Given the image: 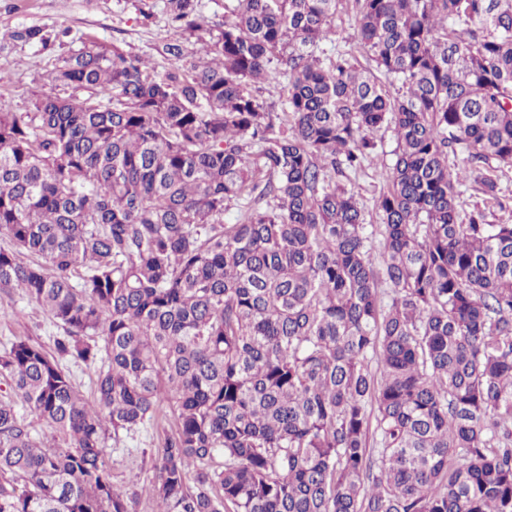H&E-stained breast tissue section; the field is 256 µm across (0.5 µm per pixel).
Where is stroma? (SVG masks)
Segmentation results:
<instances>
[{
	"label": "stroma",
	"mask_w": 512,
	"mask_h": 512,
	"mask_svg": "<svg viewBox=\"0 0 512 512\" xmlns=\"http://www.w3.org/2000/svg\"><path fill=\"white\" fill-rule=\"evenodd\" d=\"M145 5L152 12L148 21L140 14ZM33 25L63 32L64 38L51 51L34 43L0 45V74L6 77L0 85V105L15 112L29 111L34 94L50 88L49 75L59 55L92 44H115L149 57L160 68L164 62L156 57L154 46L170 34L165 0H0V32ZM377 140L380 154L345 182L368 209L371 224L376 221L374 201L385 185L383 168L392 164L397 148L393 130L381 129ZM62 333L46 311L21 294L0 297V353L19 337L49 350ZM174 427L173 414L160 415L147 429L122 437L118 448L107 451L113 481L133 498L135 512H154L153 503L140 493L149 466L146 451L159 447Z\"/></svg>",
	"instance_id": "stroma-1"
}]
</instances>
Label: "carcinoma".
Here are the masks:
<instances>
[{"label":"carcinoma","mask_w":512,"mask_h":512,"mask_svg":"<svg viewBox=\"0 0 512 512\" xmlns=\"http://www.w3.org/2000/svg\"><path fill=\"white\" fill-rule=\"evenodd\" d=\"M165 7L164 71L92 45L51 74L86 98L0 106V295L64 329L0 354V512H134L106 438L165 408L155 512H512V0ZM385 126L376 250L336 177ZM336 26L338 27L339 36L346 38L348 41L346 44L344 42L340 43L341 49L349 51V56L352 57L353 60L357 59L361 65L365 66L366 61L358 44L355 13L349 8L336 18Z\"/></svg>","instance_id":"1"}]
</instances>
